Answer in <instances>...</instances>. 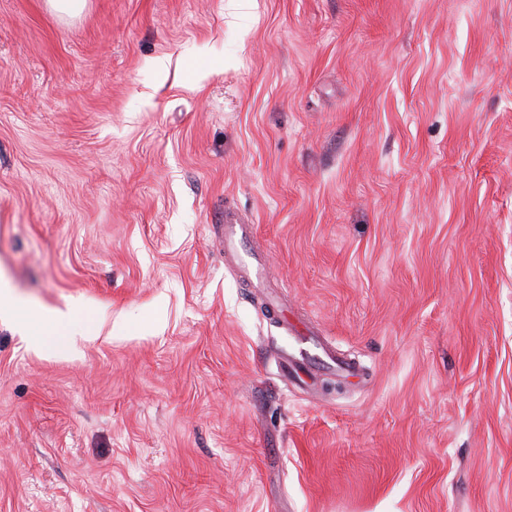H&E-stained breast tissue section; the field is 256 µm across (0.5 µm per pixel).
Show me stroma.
<instances>
[{
    "instance_id": "obj_1",
    "label": "stroma",
    "mask_w": 512,
    "mask_h": 512,
    "mask_svg": "<svg viewBox=\"0 0 512 512\" xmlns=\"http://www.w3.org/2000/svg\"><path fill=\"white\" fill-rule=\"evenodd\" d=\"M0 275V512H512V0H0Z\"/></svg>"
}]
</instances>
